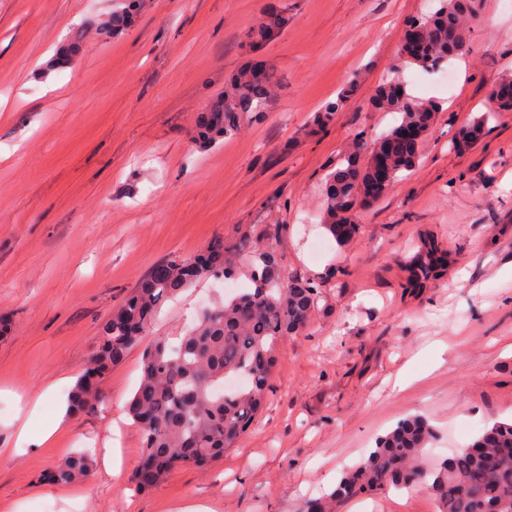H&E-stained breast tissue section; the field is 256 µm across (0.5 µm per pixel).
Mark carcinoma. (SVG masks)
<instances>
[{"mask_svg":"<svg viewBox=\"0 0 512 512\" xmlns=\"http://www.w3.org/2000/svg\"><path fill=\"white\" fill-rule=\"evenodd\" d=\"M474 10L475 0H439L434 12L412 20L401 66L435 68L458 53L467 38L462 18ZM287 21L280 14L267 16L251 29V43L271 40ZM129 22L128 12H117L92 27L110 36ZM272 78L273 74L253 67L238 71L224 96L210 104L202 121L203 139L231 134L242 112H264ZM355 87L349 82L336 102L317 113L313 120L317 129L330 124ZM372 104L378 112L399 114L400 121L371 141L359 134L353 151L326 177L323 226L340 245L356 234L357 207L378 201L369 195L373 158L379 153L389 158L387 187H392L419 161L421 144L438 112L435 104L410 95L398 80L380 85ZM406 129L414 134L407 145L400 140ZM244 251L251 264L248 287L206 310L177 344L158 341L142 352L139 385L128 403V414L141 433L139 467L130 477L138 491L150 490L176 467H201L223 456L224 449L248 431L269 390L278 344L308 327L321 299L319 285L285 279L272 247L260 239L226 245L217 237L194 266H188L187 259L173 258L163 264L162 272L150 273L112 312L82 368L70 397L74 413L94 407L105 375L141 344L167 301L200 281L232 277L235 259ZM231 377L242 382L216 394ZM432 437L424 417L401 420L342 474L329 493L306 501L302 512H338L348 500L391 487L424 490L441 503V512H512V419L493 424L439 468L428 470L422 454ZM91 471V457L77 453L46 474L45 480L83 482L90 479Z\"/></svg>","mask_w":512,"mask_h":512,"instance_id":"1","label":"carcinoma"}]
</instances>
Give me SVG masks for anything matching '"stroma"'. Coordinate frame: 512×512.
<instances>
[{
	"label": "stroma",
	"mask_w": 512,
	"mask_h": 512,
	"mask_svg": "<svg viewBox=\"0 0 512 512\" xmlns=\"http://www.w3.org/2000/svg\"><path fill=\"white\" fill-rule=\"evenodd\" d=\"M127 2L0 0V321L10 325L0 338V512H301L407 416L433 428L432 467L512 418V112L475 144H454L512 74L504 0H477L465 47L442 66L446 85L429 69L394 68L406 23L438 0H140L120 34L87 27ZM273 10L287 27L248 50V32ZM249 62L277 79L264 113H242L231 136L199 146L200 116ZM395 77L437 105V120L413 170L359 210L360 230L342 246L320 225L324 176L358 132L396 124L370 104ZM350 81L355 94L312 133L314 113ZM268 228L285 274L320 282L322 298L307 331L279 344L267 403L222 459L134 490L140 432L126 403L140 348L113 366L98 408L14 452L31 414L54 416V399L39 394L51 385L70 395L102 325L157 264ZM427 247L446 261L417 288L412 262ZM226 295L212 278L185 289L143 345L176 340ZM82 450L93 473L68 504L44 476ZM109 451L119 474L104 466ZM341 512L438 505L392 489Z\"/></svg>",
	"instance_id": "35a3bbf8"
}]
</instances>
